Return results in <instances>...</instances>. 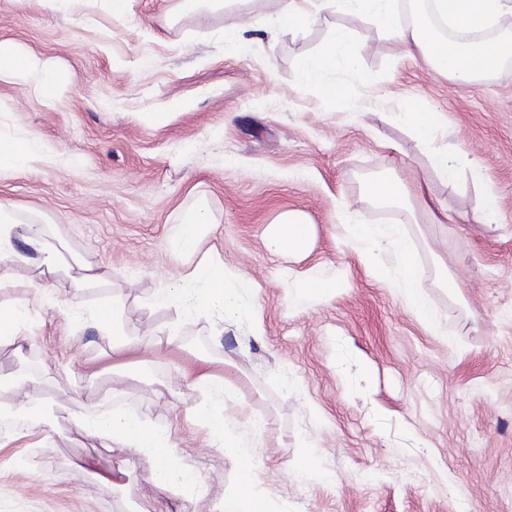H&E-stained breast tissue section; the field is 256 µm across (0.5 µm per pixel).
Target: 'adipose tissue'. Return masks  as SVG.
I'll return each mask as SVG.
<instances>
[{"instance_id":"ef3b65f1","label":"adipose tissue","mask_w":512,"mask_h":512,"mask_svg":"<svg viewBox=\"0 0 512 512\" xmlns=\"http://www.w3.org/2000/svg\"><path fill=\"white\" fill-rule=\"evenodd\" d=\"M270 23L284 29L304 28L317 24L329 14L356 13L390 36L404 55L420 53L433 70L448 75L458 85L467 87L495 77L504 59L502 40L449 42L437 38L431 31L424 13L405 17L401 0H274ZM435 15L449 20L457 28L485 30L496 25L500 16L512 12V0H430ZM355 33L336 28L329 42L316 55L304 58L299 65L300 85L318 84L335 90L339 72L359 73L354 51ZM40 77L39 92L44 100H52L65 80L60 69L50 67L32 54H24L13 46L0 42V77L10 76L23 81L29 75ZM404 120L414 137L430 146V166L449 187H456L462 172L479 177L481 165L462 147L453 150L434 148L433 142L440 123L426 110L408 112ZM205 219L201 211L190 212L178 225L172 238V251L186 265L179 287L169 288L155 298L160 305H176L184 317L190 318L203 307L223 313L238 310L243 305V288H231L222 266L208 262H192L193 252L188 242L198 241ZM315 227L297 210L284 212L279 220L268 225L266 245L278 253L306 252L314 238ZM347 243L360 250L374 272L384 274L396 270L395 286L408 310L424 323H432L433 314L420 290L419 267L407 238L404 224H351L347 227ZM63 263L59 249L50 241L43 225H28L25 233H17L12 211L0 204V264L35 265L44 272H56ZM79 428L93 438H105L155 457L154 479L176 494L203 493L201 479L182 463L171 443L169 430L152 427L147 422L119 411L95 412L82 417ZM240 462L233 486L224 494L219 512H271L269 504L253 494L256 479L250 461L252 446L242 440L232 442Z\"/></svg>"}]
</instances>
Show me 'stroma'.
Returning <instances> with one entry per match:
<instances>
[{"label":"stroma","mask_w":512,"mask_h":512,"mask_svg":"<svg viewBox=\"0 0 512 512\" xmlns=\"http://www.w3.org/2000/svg\"><path fill=\"white\" fill-rule=\"evenodd\" d=\"M175 5L132 0L119 20L0 0V41L67 76L51 101L34 81H0V137L51 156L0 180V200L19 226L45 225L65 255L112 272L75 288L66 268L0 266V302L30 307L23 348L0 344V512H215L236 462L197 414L209 382L233 387L227 434L252 436L256 492L276 512H512V68L461 87L358 14L283 31L268 24L270 0L205 15ZM337 27L355 32L366 81L338 74L333 96L299 88V61ZM417 108L438 113V146L479 160L481 182L466 173L452 191L435 176L401 118ZM388 177L412 211L367 195ZM421 182L443 223L417 207ZM193 210L207 220L194 260L249 286L234 314L185 320L152 301L180 284L172 235ZM287 210L315 226L300 257L264 243ZM396 219L437 328L344 243V222ZM317 268L335 288L293 306L290 286ZM104 304L131 343L119 357L84 327ZM172 324L178 335L157 343ZM14 401L38 419L17 425ZM113 407L170 429L204 494L173 495L153 482L152 457L78 428Z\"/></svg>","instance_id":"35a3bbf8"}]
</instances>
